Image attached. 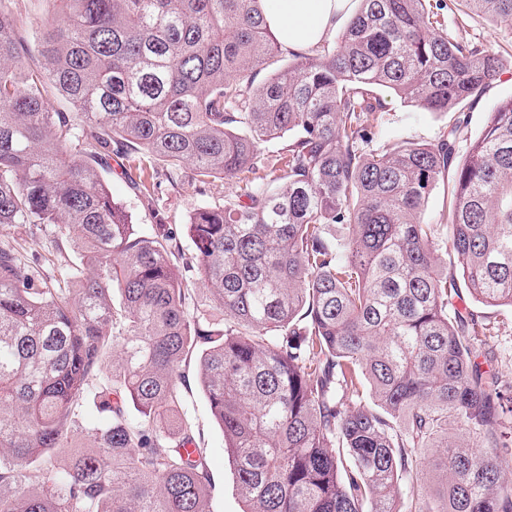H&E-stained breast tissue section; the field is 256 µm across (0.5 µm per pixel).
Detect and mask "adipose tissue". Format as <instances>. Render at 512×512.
<instances>
[{"label":"adipose tissue","instance_id":"ef3b65f1","mask_svg":"<svg viewBox=\"0 0 512 512\" xmlns=\"http://www.w3.org/2000/svg\"><path fill=\"white\" fill-rule=\"evenodd\" d=\"M352 8L353 0H268L267 29L281 46L302 50L335 34Z\"/></svg>","mask_w":512,"mask_h":512}]
</instances>
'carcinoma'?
<instances>
[{"mask_svg":"<svg viewBox=\"0 0 512 512\" xmlns=\"http://www.w3.org/2000/svg\"><path fill=\"white\" fill-rule=\"evenodd\" d=\"M63 2L30 22L34 69L0 0V224L51 225L87 254L48 283L0 247V512H209L181 416L179 367L198 347L245 512H401L400 481L424 462L441 492L419 512H512V406L478 362L485 327L456 306L512 307V99L462 159L460 121L368 149L380 91L461 112L504 55L448 33L445 0H359L338 46L289 50L257 84L283 51L265 0ZM462 2L512 23V0ZM114 154L148 206L160 163L171 185L186 165L203 186L235 182L186 224L206 303L172 229L113 196ZM446 175L452 206L427 224ZM88 403L106 420L82 448Z\"/></svg>","mask_w":512,"mask_h":512,"instance_id":"carcinoma-1","label":"carcinoma"}]
</instances>
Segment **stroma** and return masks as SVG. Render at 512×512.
<instances>
[{
	"instance_id": "1",
	"label": "stroma",
	"mask_w": 512,
	"mask_h": 512,
	"mask_svg": "<svg viewBox=\"0 0 512 512\" xmlns=\"http://www.w3.org/2000/svg\"><path fill=\"white\" fill-rule=\"evenodd\" d=\"M445 23L450 32H461L472 43L485 48L512 54V24H495L485 19H470L464 13L460 0H447ZM512 98V69L506 70L486 91L481 100L469 111V120L460 134L462 145L478 138L483 132L489 115L502 100ZM387 112L376 127L374 147L405 141L432 142L452 125L455 115L448 112H425L404 103L395 95H388ZM112 191L125 203L138 224L150 225L155 215H163L167 224L176 232L184 252H191L192 245L186 235L185 224L191 212L204 200L223 201L231 186L216 181L210 190L184 173L176 185H163L152 207H145L137 199L135 186L119 173H112ZM0 245L14 247L22 262L36 266L41 277L59 278L63 264L73 266L83 262V248L78 240L57 242L53 227L27 225L18 229L0 224ZM465 308L479 315L486 332L479 344L487 358L483 370L495 373L504 391H512V308L487 306L465 300ZM198 358L191 355L184 359L180 371L185 377L182 387L184 410L192 420L199 447L202 449L211 473L210 505L212 512H244L245 503L240 497L234 465L224 451V436L215 421L207 399L198 381Z\"/></svg>"
}]
</instances>
